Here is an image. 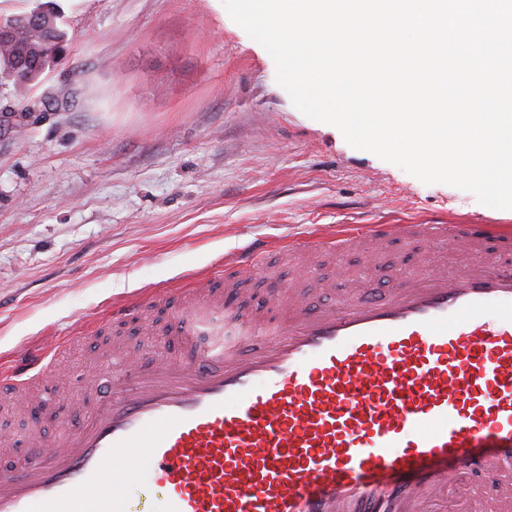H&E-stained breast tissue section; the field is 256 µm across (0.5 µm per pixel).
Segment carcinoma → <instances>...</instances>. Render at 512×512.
I'll list each match as a JSON object with an SVG mask.
<instances>
[{"mask_svg":"<svg viewBox=\"0 0 512 512\" xmlns=\"http://www.w3.org/2000/svg\"><path fill=\"white\" fill-rule=\"evenodd\" d=\"M1 27L10 29V34L0 38V73L10 78L17 72L20 84H39L67 40L61 12L54 7L38 6L1 18Z\"/></svg>","mask_w":512,"mask_h":512,"instance_id":"carcinoma-1","label":"carcinoma"}]
</instances>
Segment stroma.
<instances>
[{"instance_id":"stroma-1","label":"stroma","mask_w":512,"mask_h":512,"mask_svg":"<svg viewBox=\"0 0 512 512\" xmlns=\"http://www.w3.org/2000/svg\"><path fill=\"white\" fill-rule=\"evenodd\" d=\"M55 2L63 59L32 88L0 78V368L20 347L55 343L80 381L106 349L68 343L78 318L152 289L179 295L257 238L282 246L351 224L512 232V210L423 183L302 113L222 0ZM45 99L57 109L22 122ZM297 274L272 260L234 303L263 308ZM165 324L158 305L116 334L137 352ZM60 397L0 386V434L14 443L0 465L25 462L29 433L57 434L33 409Z\"/></svg>"}]
</instances>
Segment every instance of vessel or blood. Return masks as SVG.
Wrapping results in <instances>:
<instances>
[{"instance_id": "b4317fda", "label": "vessel or blood", "mask_w": 512, "mask_h": 512, "mask_svg": "<svg viewBox=\"0 0 512 512\" xmlns=\"http://www.w3.org/2000/svg\"><path fill=\"white\" fill-rule=\"evenodd\" d=\"M416 240L429 260L325 305L270 297L278 319L225 306L221 286L173 312L200 336L175 357L115 356L71 387L77 420L0 469V512H132L144 483L165 512H512V236L487 224H363L294 244L362 248L378 266ZM267 247L234 257L237 273ZM113 307L99 329L141 318ZM49 350H19L0 381L62 384Z\"/></svg>"}]
</instances>
